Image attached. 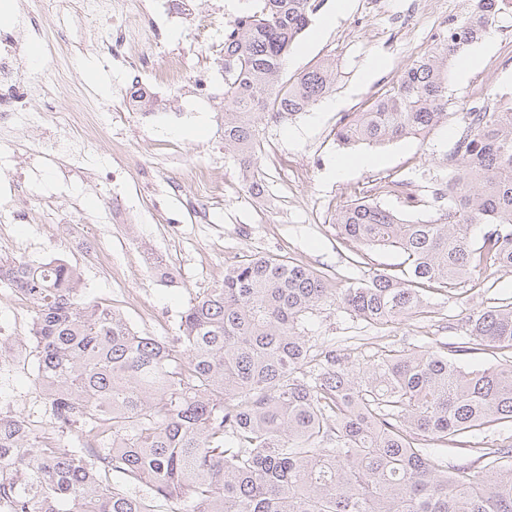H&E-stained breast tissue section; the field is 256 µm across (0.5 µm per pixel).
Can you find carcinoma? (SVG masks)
<instances>
[{
  "mask_svg": "<svg viewBox=\"0 0 512 512\" xmlns=\"http://www.w3.org/2000/svg\"><path fill=\"white\" fill-rule=\"evenodd\" d=\"M224 34V147L253 195L258 120L305 111L336 82L329 64L281 77L323 0H252ZM506 0H474L462 22L390 90L345 116L339 145H377L448 120L449 62L489 36ZM446 161L454 174L434 220L402 217L368 196L336 210L347 244L393 248L398 273L341 294L279 255H249L197 296L170 336L133 330L112 306L81 299L67 261L0 258V283L34 304L36 385L53 435L0 414V512H512V436L481 449L474 471L423 442L448 443L512 423V360L468 370L442 347L390 349L364 369L304 336L326 303L388 327L421 312L420 286L512 268V107L470 112ZM391 192L416 210L406 184ZM481 227L475 241L473 228ZM472 344L512 352V303L472 311ZM74 433L78 449L59 435Z\"/></svg>",
  "mask_w": 512,
  "mask_h": 512,
  "instance_id": "carcinoma-1",
  "label": "carcinoma"
}]
</instances>
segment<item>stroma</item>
<instances>
[{
	"mask_svg": "<svg viewBox=\"0 0 512 512\" xmlns=\"http://www.w3.org/2000/svg\"><path fill=\"white\" fill-rule=\"evenodd\" d=\"M415 0H348L337 12L325 0L312 25L285 61L283 76L293 78L320 61L332 63L336 84L307 111L260 123L258 163L266 191L254 197L239 164L224 149V31L244 12L249 0H192L190 16L168 22L162 13L131 18L142 35L122 57L104 63L95 45L77 52L69 72L73 86L95 98L107 127L91 147L95 180L67 174L59 160L35 156L45 129L30 132L11 150V171L30 174L47 212L27 224H10L9 240L0 241V258L33 263L62 258L76 265L87 300L118 308L135 330L168 336L189 302L224 279V270L251 254H277L307 265L343 289L370 280L375 271L401 269L404 256L394 249H356L337 235L333 216L359 192L400 213L402 198L379 191L386 178L414 182L418 214L436 219L431 197L448 179L446 153L452 151L468 112L494 108L500 96H512V7L498 14L479 61L461 71L452 61L445 110L448 122L423 138L346 149L336 142V124L346 113L396 84L404 70L434 45L438 27L425 20L410 38L401 26ZM208 24L197 31V20ZM180 66V88L170 91L165 77L170 59ZM213 78L209 94L197 98L198 73ZM157 80L155 96L128 106L122 96L136 77ZM377 156L372 167L353 165L354 157ZM208 183L209 217L198 222L192 201L199 183ZM56 221L70 222L75 245H50ZM165 259L170 279L160 282L143 263L144 250ZM107 254L109 265L97 257ZM0 284V336L24 343L21 359L0 367V411L24 414L39 429L50 426L45 401L34 383L36 353L30 341L32 311L11 301ZM512 302V269L487 272L430 290L423 313L393 328L371 325L324 305L306 325L318 346L346 349L353 363H364L385 347L420 349L446 343L468 369L498 364V354L470 344L464 317L473 310ZM512 435V425L491 423L448 452L449 464L479 467V450Z\"/></svg>",
	"mask_w": 512,
	"mask_h": 512,
	"instance_id": "obj_1",
	"label": "stroma"
}]
</instances>
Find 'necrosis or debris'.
I'll return each mask as SVG.
<instances>
[{
  "mask_svg": "<svg viewBox=\"0 0 512 512\" xmlns=\"http://www.w3.org/2000/svg\"><path fill=\"white\" fill-rule=\"evenodd\" d=\"M0 9L13 13L16 24L0 30V148L22 140L36 123L28 102L37 95H62L66 103L52 115L55 138L38 145V153L62 159L69 172L84 174L85 155L103 132L106 121L89 94L71 90L67 63L77 48L86 43L107 48L109 56L122 53L130 32L112 24L113 14L140 15L145 0H0ZM84 15L87 24L71 28L74 13ZM47 43L52 64L29 70L21 64L24 38Z\"/></svg>",
  "mask_w": 512,
  "mask_h": 512,
  "instance_id": "4bbe7bcc",
  "label": "necrosis or debris"
}]
</instances>
